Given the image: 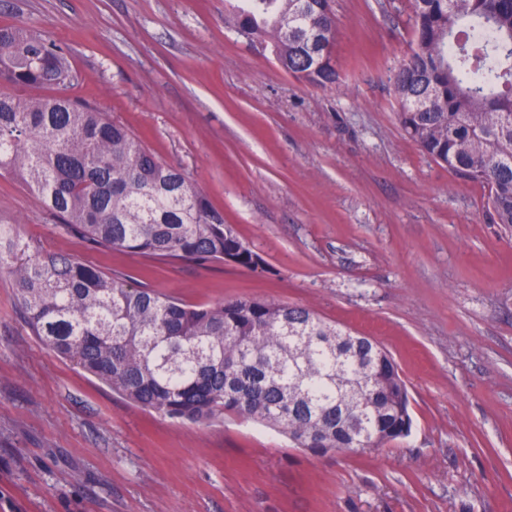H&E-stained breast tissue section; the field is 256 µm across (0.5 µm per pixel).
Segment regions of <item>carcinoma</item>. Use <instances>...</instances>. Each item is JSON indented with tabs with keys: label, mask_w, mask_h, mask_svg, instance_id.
I'll list each match as a JSON object with an SVG mask.
<instances>
[{
	"label": "carcinoma",
	"mask_w": 512,
	"mask_h": 512,
	"mask_svg": "<svg viewBox=\"0 0 512 512\" xmlns=\"http://www.w3.org/2000/svg\"><path fill=\"white\" fill-rule=\"evenodd\" d=\"M412 40L393 78L398 119L436 162L480 184L512 226V0H413ZM224 27L271 44L311 85L337 82L329 0H238ZM64 49L0 26V176L28 188L91 249L251 268L261 258L196 183L123 124L66 97ZM32 334L125 400L172 420L226 415L288 435L314 455L370 453L407 437L410 396L376 341L312 309L251 297L191 304L0 225V268Z\"/></svg>",
	"instance_id": "cac0c4a2"
}]
</instances>
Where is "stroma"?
<instances>
[{"label":"stroma","instance_id":"stroma-1","mask_svg":"<svg viewBox=\"0 0 512 512\" xmlns=\"http://www.w3.org/2000/svg\"><path fill=\"white\" fill-rule=\"evenodd\" d=\"M330 5L338 80L316 87L226 29L224 0H0V25L64 48L57 95L179 165L261 262L88 249L8 177L0 225L189 303L303 305L374 338L410 435L315 456L244 419L143 410L33 336L0 269V512H512V227L397 119L411 0Z\"/></svg>","mask_w":512,"mask_h":512}]
</instances>
